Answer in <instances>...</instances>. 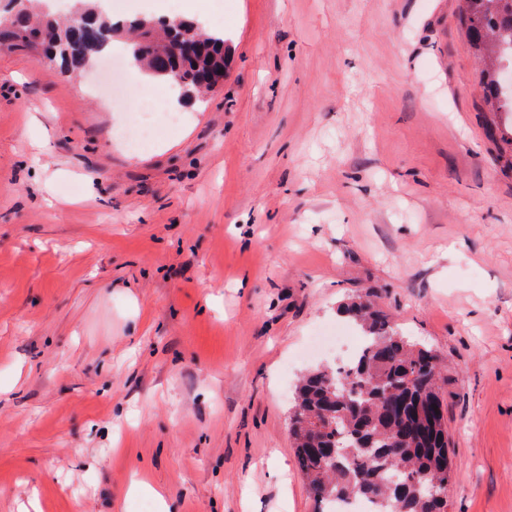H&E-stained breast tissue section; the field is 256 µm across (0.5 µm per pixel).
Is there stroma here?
<instances>
[{"instance_id": "1", "label": "stroma", "mask_w": 512, "mask_h": 512, "mask_svg": "<svg viewBox=\"0 0 512 512\" xmlns=\"http://www.w3.org/2000/svg\"><path fill=\"white\" fill-rule=\"evenodd\" d=\"M460 6L205 0L224 83L139 152L135 96L0 53V512H315L299 353L360 293L440 357L448 512H512V170Z\"/></svg>"}]
</instances>
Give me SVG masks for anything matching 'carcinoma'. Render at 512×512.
Segmentation results:
<instances>
[{"label": "carcinoma", "mask_w": 512, "mask_h": 512, "mask_svg": "<svg viewBox=\"0 0 512 512\" xmlns=\"http://www.w3.org/2000/svg\"><path fill=\"white\" fill-rule=\"evenodd\" d=\"M0 23V46L34 53L58 50L56 64L71 74L86 71L119 33H131L130 54L148 75L181 89L188 101L200 94L199 79L226 64L224 37L207 35L189 20L149 16L114 19L85 3L64 22L30 6ZM462 22L481 64L483 98L500 116L489 130L512 145V89L499 69L512 70V0H463ZM360 327L364 345L345 372L311 370L294 396L290 430L298 466L314 502L370 501L374 512H448L453 477L439 357L408 340L362 296L340 308Z\"/></svg>", "instance_id": "1"}]
</instances>
